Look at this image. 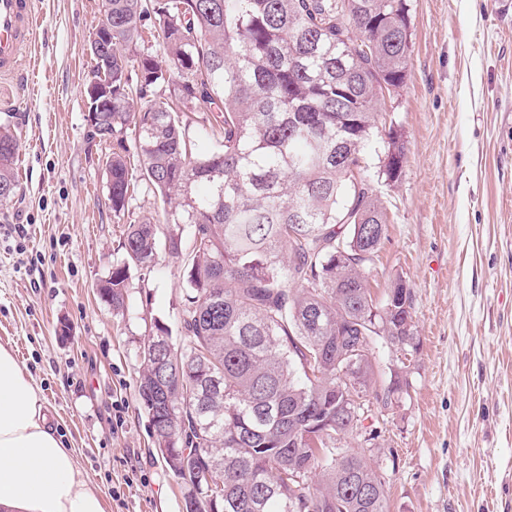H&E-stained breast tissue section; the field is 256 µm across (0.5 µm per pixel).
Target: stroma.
Returning <instances> with one entry per match:
<instances>
[{
	"label": "stroma",
	"instance_id": "stroma-1",
	"mask_svg": "<svg viewBox=\"0 0 512 512\" xmlns=\"http://www.w3.org/2000/svg\"><path fill=\"white\" fill-rule=\"evenodd\" d=\"M34 2L33 51L0 75V124L21 139L20 192L0 205V345L105 512H184L138 397L155 323L181 336L183 261L131 269L125 313L100 298L128 224L162 203L138 168L125 217L107 201L112 146L93 139L85 99L101 0ZM410 19L406 83L387 102L408 160L382 189L374 275L409 282L418 350L402 405L366 424L389 512H512V7L410 0Z\"/></svg>",
	"mask_w": 512,
	"mask_h": 512
}]
</instances>
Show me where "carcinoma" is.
Masks as SVG:
<instances>
[{
  "instance_id": "obj_1",
  "label": "carcinoma",
  "mask_w": 512,
  "mask_h": 512,
  "mask_svg": "<svg viewBox=\"0 0 512 512\" xmlns=\"http://www.w3.org/2000/svg\"><path fill=\"white\" fill-rule=\"evenodd\" d=\"M102 8L112 53L93 77L112 73V111L96 116L93 135L113 143L112 212H128L129 171L141 167L170 225L164 249L184 257L183 336L152 352L153 338L169 334L156 322L141 351L138 392L155 447L187 450L165 463L199 496L198 512H208L209 491L219 512H389L378 461L336 442L359 434L355 399L386 406L403 393L399 354L417 350L411 288L400 276L379 301L368 264L357 262L387 238L373 181L397 183L406 162L391 127L375 178L365 175L386 93L407 78L409 0H103ZM152 14L169 66L141 54L134 90L125 47L145 42ZM160 83L172 84L170 100L135 110L134 97ZM213 107L204 147L186 135L181 113ZM18 154L17 134L0 126L1 205L20 190ZM123 249L98 288L117 311L130 267L156 264V224L128 225ZM352 342L364 350L355 361Z\"/></svg>"
}]
</instances>
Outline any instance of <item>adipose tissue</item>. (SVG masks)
I'll list each match as a JSON object with an SVG mask.
<instances>
[{"mask_svg":"<svg viewBox=\"0 0 512 512\" xmlns=\"http://www.w3.org/2000/svg\"><path fill=\"white\" fill-rule=\"evenodd\" d=\"M0 512H104L98 492L77 479L30 378L2 346Z\"/></svg>","mask_w":512,"mask_h":512,"instance_id":"1","label":"adipose tissue"}]
</instances>
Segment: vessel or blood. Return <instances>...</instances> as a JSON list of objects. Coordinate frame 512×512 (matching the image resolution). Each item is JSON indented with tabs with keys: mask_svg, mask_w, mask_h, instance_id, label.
Instances as JSON below:
<instances>
[{
	"mask_svg": "<svg viewBox=\"0 0 512 512\" xmlns=\"http://www.w3.org/2000/svg\"><path fill=\"white\" fill-rule=\"evenodd\" d=\"M34 40V0H0V74L15 73Z\"/></svg>",
	"mask_w": 512,
	"mask_h": 512,
	"instance_id": "b4317fda",
	"label": "vessel or blood"
}]
</instances>
